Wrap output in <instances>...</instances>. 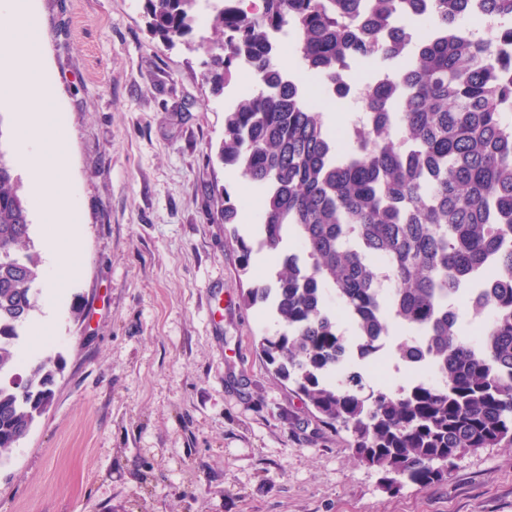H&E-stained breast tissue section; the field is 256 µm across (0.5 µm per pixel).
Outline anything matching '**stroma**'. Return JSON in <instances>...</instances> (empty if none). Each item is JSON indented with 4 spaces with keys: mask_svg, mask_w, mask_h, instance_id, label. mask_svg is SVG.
Segmentation results:
<instances>
[{
    "mask_svg": "<svg viewBox=\"0 0 512 512\" xmlns=\"http://www.w3.org/2000/svg\"><path fill=\"white\" fill-rule=\"evenodd\" d=\"M36 6L82 259L39 350L29 324L17 345L58 373L50 409L0 460V512H512V447L391 492L275 377L259 340L281 327L242 295L278 262L257 250L240 271L261 196L217 156L230 104L204 51L154 38L145 0Z\"/></svg>",
    "mask_w": 512,
    "mask_h": 512,
    "instance_id": "35a3bbf8",
    "label": "stroma"
}]
</instances>
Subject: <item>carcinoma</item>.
I'll return each instance as SVG.
<instances>
[{"label":"carcinoma","mask_w":512,"mask_h":512,"mask_svg":"<svg viewBox=\"0 0 512 512\" xmlns=\"http://www.w3.org/2000/svg\"><path fill=\"white\" fill-rule=\"evenodd\" d=\"M196 2L147 0L152 35L186 39ZM221 2L205 77L220 93L244 58L257 82L225 113L218 157L262 191L258 248L279 250L288 231L301 246L273 283L243 295L282 326L260 341L275 376L400 484L429 486L465 453L512 444V0H428L424 14L421 0ZM477 10L503 21L489 39L469 35ZM283 29L292 70L268 43ZM363 61L378 71L357 98L367 125L343 146L299 75L344 100L341 71ZM20 188L0 150V459L54 398L51 358L14 372L42 265ZM463 290L488 315L477 342L449 304ZM331 298L354 323L360 357L399 329L410 335L402 360L436 380L363 396L357 372L336 379L350 341Z\"/></svg>","instance_id":"cac0c4a2"}]
</instances>
